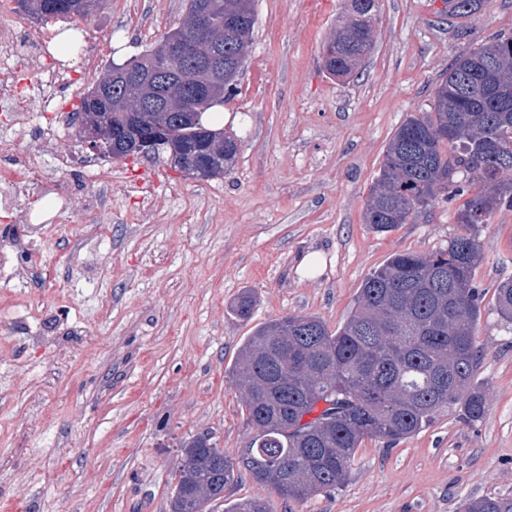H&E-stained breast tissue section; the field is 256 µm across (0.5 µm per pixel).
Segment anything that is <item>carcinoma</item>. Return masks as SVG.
Instances as JSON below:
<instances>
[{"label": "carcinoma", "mask_w": 512, "mask_h": 512, "mask_svg": "<svg viewBox=\"0 0 512 512\" xmlns=\"http://www.w3.org/2000/svg\"><path fill=\"white\" fill-rule=\"evenodd\" d=\"M19 10L43 24L71 17L78 24L103 0H16ZM376 0H350L348 19L327 40L322 66L331 75L354 74L375 46ZM448 17L468 19L487 0H460ZM180 25L140 56L106 69L81 98L72 125L101 135L122 158L138 141L158 135L157 153L187 160L208 155L206 178L224 175L238 142L208 118L233 86L256 23L255 0H186ZM224 53L218 82L199 71L191 81L172 79L183 62L167 45L198 22ZM497 146L512 153V37L481 42L459 55L432 90L431 109L409 114L395 131L370 187L364 223L387 233L441 200L463 198L457 223L464 233L433 253L392 255L370 273L355 309L337 329L313 316L267 322L243 345L231 369L245 392L254 434L235 457L208 437L183 445L180 477L170 512H206L224 489L247 475L278 496L300 502L339 489L350 478L367 439L395 443L432 425L458 402L471 420L486 414L474 386L480 350L474 330L482 293L475 283L481 261L476 236L497 210L512 207V162L488 156ZM485 158L478 167L477 158ZM496 309L512 323V280L496 288ZM283 342L281 353L271 340ZM227 512H270L268 500L237 502ZM461 512H512V494L464 501Z\"/></svg>", "instance_id": "obj_1"}]
</instances>
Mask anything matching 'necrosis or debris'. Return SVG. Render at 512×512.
I'll list each match as a JSON object with an SVG mask.
<instances>
[{"instance_id":"4bbe7bcc","label":"necrosis or debris","mask_w":512,"mask_h":512,"mask_svg":"<svg viewBox=\"0 0 512 512\" xmlns=\"http://www.w3.org/2000/svg\"><path fill=\"white\" fill-rule=\"evenodd\" d=\"M25 23L12 0H0V212L26 219L47 180V172L13 159L10 130L31 122L34 112L67 117L85 82L99 72V51L84 42L69 66L52 57L53 32L22 37Z\"/></svg>"}]
</instances>
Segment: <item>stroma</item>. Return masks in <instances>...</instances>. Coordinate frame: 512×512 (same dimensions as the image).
<instances>
[{"label": "stroma", "mask_w": 512, "mask_h": 512, "mask_svg": "<svg viewBox=\"0 0 512 512\" xmlns=\"http://www.w3.org/2000/svg\"><path fill=\"white\" fill-rule=\"evenodd\" d=\"M257 23L232 95L214 120L240 148L224 176L193 179L165 157L97 156L66 129L57 168L42 151L43 116L14 132L20 159L71 190L70 218L42 201L30 251L0 222V254L22 262L0 278V512H170L183 442L205 436L225 454L253 429L227 376L262 323L314 316L340 327L359 288L393 254L447 248L463 228L439 202L381 234L363 222L387 144L462 53L512 36V0L448 18L441 0H377L376 42L356 76L321 64L346 0H255ZM185 0H105L85 29L124 62L176 28ZM102 198L89 209V195ZM101 226L90 235L88 228ZM483 291L475 383L483 419L454 405L418 434L365 441L341 490L288 502L249 476L207 512L268 499L271 512H460L464 498L512 493V326L495 289L512 278V209L480 228ZM317 256L316 267L303 266ZM251 296V320L231 312Z\"/></svg>", "instance_id": "stroma-1"}]
</instances>
